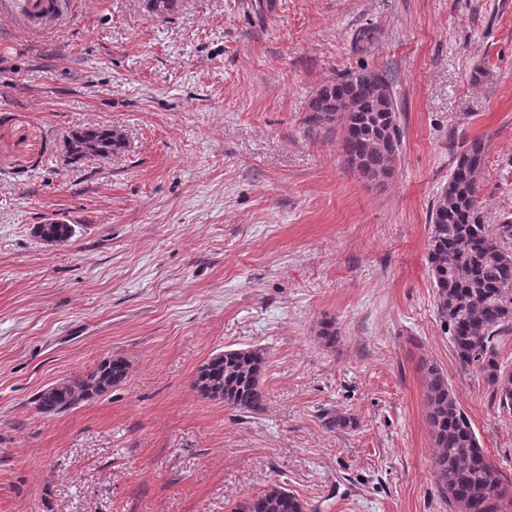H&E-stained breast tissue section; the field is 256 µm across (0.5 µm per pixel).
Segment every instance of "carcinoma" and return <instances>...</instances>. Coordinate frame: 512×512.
I'll use <instances>...</instances> for the list:
<instances>
[{
    "label": "carcinoma",
    "mask_w": 512,
    "mask_h": 512,
    "mask_svg": "<svg viewBox=\"0 0 512 512\" xmlns=\"http://www.w3.org/2000/svg\"><path fill=\"white\" fill-rule=\"evenodd\" d=\"M176 4L147 0V10L161 18ZM308 111L317 123L340 126L345 160L363 177L382 182L392 174L402 151V132L385 75L364 70L329 82L310 97ZM123 145L116 129L99 125L72 133L66 149L76 161L89 153L109 155ZM485 151V142L473 139L456 155L448 184L430 210L428 263L437 311L457 360L478 371L499 407L511 411L512 368L500 361L498 342L512 330V222L486 224L477 210ZM35 234L61 244L72 237L73 229L63 223L39 224ZM265 364L261 349H229L198 368L193 388L204 399L256 414L265 406ZM127 373L123 358L104 359L77 379L39 391L34 408L46 417L62 414L122 383ZM425 404L441 494L459 512H499V472L448 387L447 376L433 364L426 368ZM238 512H306V506L296 494L272 483L247 498Z\"/></svg>",
    "instance_id": "obj_1"
}]
</instances>
